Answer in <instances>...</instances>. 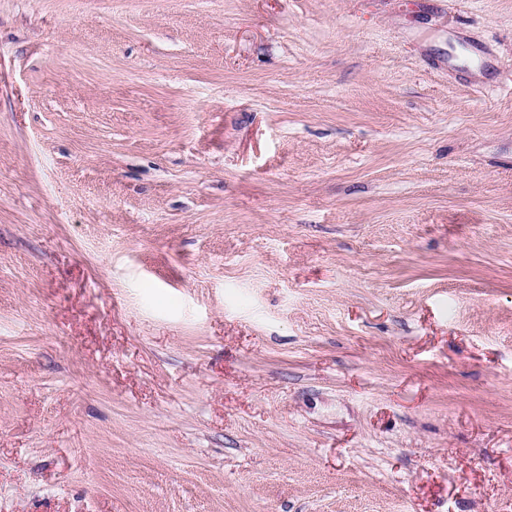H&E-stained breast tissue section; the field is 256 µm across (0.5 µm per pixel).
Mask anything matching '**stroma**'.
Segmentation results:
<instances>
[{"label": "stroma", "instance_id": "obj_1", "mask_svg": "<svg viewBox=\"0 0 512 512\" xmlns=\"http://www.w3.org/2000/svg\"><path fill=\"white\" fill-rule=\"evenodd\" d=\"M0 512H512V0H0Z\"/></svg>", "mask_w": 512, "mask_h": 512}]
</instances>
